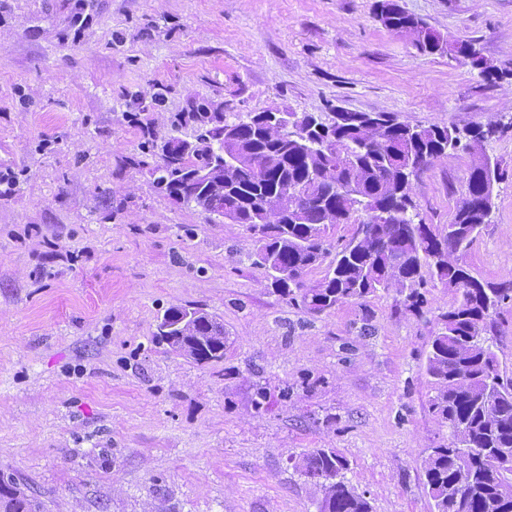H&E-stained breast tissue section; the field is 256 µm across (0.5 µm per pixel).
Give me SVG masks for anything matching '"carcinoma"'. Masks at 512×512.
Returning <instances> with one entry per match:
<instances>
[{"label": "carcinoma", "instance_id": "1", "mask_svg": "<svg viewBox=\"0 0 512 512\" xmlns=\"http://www.w3.org/2000/svg\"><path fill=\"white\" fill-rule=\"evenodd\" d=\"M380 18L389 30L413 35L424 54L450 52L459 44L419 38L430 34L426 22L400 10L393 0H382ZM191 118L196 152L183 163L175 155L156 163L154 182L186 205L234 216L253 241L246 260L265 269L278 297L321 314L393 290L401 296L398 310L420 317L429 304V285L459 292L454 304L438 315L431 336L427 372L435 395L427 412L451 432H464L471 447H458L452 435L430 449L422 463L425 487L434 512H512V468L496 469L498 454L512 453V377L500 370L493 345L485 341L494 329L491 312L512 299V280L486 287L463 264L493 206L482 164L472 165L450 223H416L410 214L411 176L450 150L472 149L491 139L498 122L490 119L461 130L412 125L388 112H351L329 132L326 123L310 115L318 130L301 144L258 112L246 121L224 124V134L235 139L240 166L224 173L229 190L206 196L189 171L219 159L211 149L218 128L211 126L213 116L206 112H194ZM286 184L304 194L280 202ZM338 185L350 190L340 192ZM340 224L352 226L344 243L332 239ZM330 255L322 279L307 284V273ZM186 315L183 306L167 309L152 341L196 363L224 358V324L199 308L187 322ZM251 406L258 415L268 412L267 387L254 385ZM296 468L321 487V512H371L369 502L345 484L348 461L336 449L315 448ZM474 475L477 486L461 509L455 495ZM0 512H40V504L15 480L1 478Z\"/></svg>", "mask_w": 512, "mask_h": 512}]
</instances>
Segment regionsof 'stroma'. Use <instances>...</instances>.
<instances>
[{
	"instance_id": "obj_1",
	"label": "stroma",
	"mask_w": 512,
	"mask_h": 512,
	"mask_svg": "<svg viewBox=\"0 0 512 512\" xmlns=\"http://www.w3.org/2000/svg\"><path fill=\"white\" fill-rule=\"evenodd\" d=\"M379 2L0 0V477L41 512H316L322 493L296 468L315 448L347 458L372 512H431L422 460L450 431L426 410L428 318L397 314L391 292L319 315L278 300L241 225L175 202L141 164L142 144L202 103L230 123L493 117L502 131L418 172L412 197L423 223H450L478 153L496 158L464 262L512 280V0H398L472 41L495 82L421 54ZM189 304L223 319V360L151 343Z\"/></svg>"
}]
</instances>
